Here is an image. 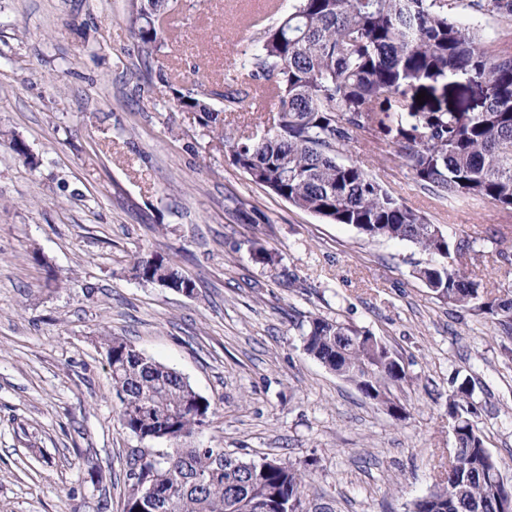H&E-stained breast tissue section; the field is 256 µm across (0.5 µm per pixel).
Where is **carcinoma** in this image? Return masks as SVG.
<instances>
[{"instance_id": "cac0c4a2", "label": "carcinoma", "mask_w": 512, "mask_h": 512, "mask_svg": "<svg viewBox=\"0 0 512 512\" xmlns=\"http://www.w3.org/2000/svg\"><path fill=\"white\" fill-rule=\"evenodd\" d=\"M169 0H131L144 54L157 48V23ZM276 26L254 28L253 49L239 76L220 93L224 110L250 91L270 89L277 112L265 136L237 138L208 108L199 85L176 91L178 104L199 112L230 144L233 163L294 207L371 238L405 240L429 262L415 269L434 298L497 317L512 332V293L487 296L481 282L454 266L463 244L401 203L365 168L342 155L358 137L385 142L423 188L448 199L485 200L512 211V54L491 56L476 29L457 19L464 5L512 17V0H290ZM426 92L424 103L416 96ZM145 283L165 274L183 286L175 263L140 254L131 266ZM112 352L115 414L141 440L168 435L163 456L140 464L133 454L127 500L139 512H308L309 472L280 458L249 462L222 448L181 441L200 425L189 403L195 389L178 372L132 344L102 337ZM304 350L354 384L370 402L400 410L392 389L406 380L401 360L378 338L326 317L303 333ZM471 381L458 383L448 414L457 423L448 459L455 489L439 483L417 512H499L512 485L498 480L499 462L470 418ZM163 495L138 507L141 484ZM293 504L294 510L287 508Z\"/></svg>"}]
</instances>
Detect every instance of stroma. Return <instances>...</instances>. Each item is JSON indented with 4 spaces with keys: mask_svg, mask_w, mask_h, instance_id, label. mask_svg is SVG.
I'll return each mask as SVG.
<instances>
[{
    "mask_svg": "<svg viewBox=\"0 0 512 512\" xmlns=\"http://www.w3.org/2000/svg\"><path fill=\"white\" fill-rule=\"evenodd\" d=\"M181 0L149 65L129 0H0V512H122L131 449L102 336L186 377L209 400L190 445L310 464L313 512H411L448 466V398L472 377V419L512 483V334L434 298L410 243L369 239L252 182L178 88L221 108L226 77L271 2ZM485 52L512 54V18L458 10ZM276 99L224 119L242 134ZM29 149L20 157L11 147ZM388 144L350 156L430 223L469 241L455 264L512 290V213L416 184ZM277 250L271 267L257 245ZM175 262L194 296L132 278L135 255ZM315 316L381 339L407 379L401 412L373 405L303 350ZM153 450L163 442L147 443Z\"/></svg>",
    "mask_w": 512,
    "mask_h": 512,
    "instance_id": "35a3bbf8",
    "label": "stroma"
}]
</instances>
